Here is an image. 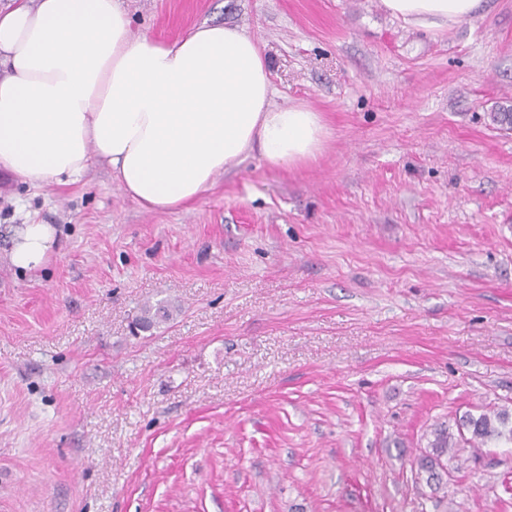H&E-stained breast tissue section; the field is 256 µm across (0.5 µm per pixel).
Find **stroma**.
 I'll return each instance as SVG.
<instances>
[{
	"label": "stroma",
	"mask_w": 512,
	"mask_h": 512,
	"mask_svg": "<svg viewBox=\"0 0 512 512\" xmlns=\"http://www.w3.org/2000/svg\"><path fill=\"white\" fill-rule=\"evenodd\" d=\"M134 34L258 38L317 161L252 155L148 212L104 166L0 171V512H512V447L414 460L512 409V0L451 28L381 0H120ZM53 225L42 269L13 227ZM173 320L134 332L145 302ZM447 425H436L429 433L427 448L416 458L418 478L426 476V483L434 490L441 489L443 477L448 469L442 462L448 461V454L468 445L475 458L482 448L492 443L512 444V410L507 408L482 411L479 414L466 413L457 422V436Z\"/></svg>",
	"instance_id": "stroma-1"
}]
</instances>
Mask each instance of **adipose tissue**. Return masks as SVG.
I'll use <instances>...</instances> for the list:
<instances>
[{
    "mask_svg": "<svg viewBox=\"0 0 512 512\" xmlns=\"http://www.w3.org/2000/svg\"><path fill=\"white\" fill-rule=\"evenodd\" d=\"M483 0H382L392 16L447 27ZM257 38L221 23L172 41L131 32L118 0H17L0 10V169L35 186L109 166L150 212L196 202L252 154L288 170L315 161L328 136L308 104L277 106ZM56 229L20 225L10 260L44 265Z\"/></svg>",
    "mask_w": 512,
    "mask_h": 512,
    "instance_id": "1",
    "label": "adipose tissue"
}]
</instances>
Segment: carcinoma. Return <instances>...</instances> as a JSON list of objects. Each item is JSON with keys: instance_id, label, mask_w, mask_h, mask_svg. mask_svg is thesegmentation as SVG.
Returning a JSON list of instances; mask_svg holds the SVG:
<instances>
[{"instance_id": "1", "label": "carcinoma", "mask_w": 512, "mask_h": 512, "mask_svg": "<svg viewBox=\"0 0 512 512\" xmlns=\"http://www.w3.org/2000/svg\"><path fill=\"white\" fill-rule=\"evenodd\" d=\"M177 311L178 306L171 302L146 303L140 308L135 322L141 325V330L148 331L172 320ZM499 442L512 444V410L501 408L478 414L469 412L459 418L455 434L445 424L432 428L427 448L416 458L417 475L426 477V483L439 490L444 484L443 477L448 475L444 466L448 454L466 445L477 457L482 448Z\"/></svg>"}]
</instances>
